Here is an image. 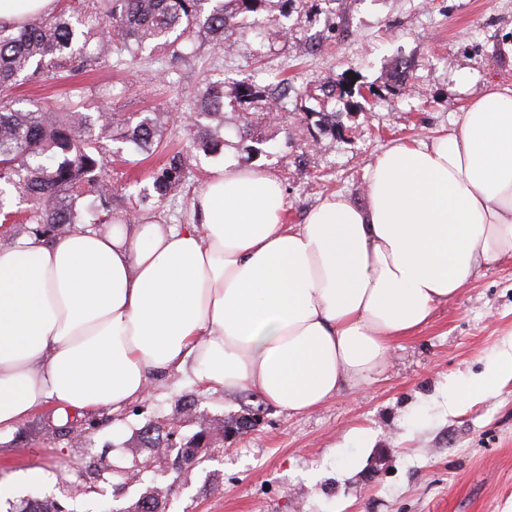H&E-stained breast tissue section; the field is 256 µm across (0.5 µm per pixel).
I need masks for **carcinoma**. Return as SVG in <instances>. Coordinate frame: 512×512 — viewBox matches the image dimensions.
<instances>
[{
	"label": "carcinoma",
	"mask_w": 512,
	"mask_h": 512,
	"mask_svg": "<svg viewBox=\"0 0 512 512\" xmlns=\"http://www.w3.org/2000/svg\"><path fill=\"white\" fill-rule=\"evenodd\" d=\"M265 0H93L91 19L71 20L60 13L29 18L22 26L0 25V222L45 228H66L79 223L77 202L93 197L99 224L112 222V184L102 174L105 151L92 134V127L112 126L113 118L75 111L69 98L46 107L37 99L17 106L13 90L20 76L45 82L73 59L90 68L109 54L116 64L147 48L172 50L184 60L181 43L199 33L224 42L235 30L239 17L261 9ZM97 39L96 48L88 44ZM316 99L306 88L296 94L295 109L302 112L308 128L319 135L336 130L337 114L317 111L305 105ZM276 111L288 110V89L273 94L265 86L243 81L232 97L224 93V82L212 81L193 95L190 116L192 146L216 153L224 146V107L241 109L255 103ZM210 123L205 124L203 120ZM112 139L131 144L139 154L165 152V161L153 173L157 202L166 203L182 184L191 153L165 151L161 144V120L148 112L134 124L122 123ZM30 203L25 214L11 210L12 193Z\"/></svg>",
	"instance_id": "carcinoma-1"
}]
</instances>
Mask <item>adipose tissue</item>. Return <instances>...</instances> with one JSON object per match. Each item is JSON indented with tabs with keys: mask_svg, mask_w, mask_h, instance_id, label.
<instances>
[{
	"mask_svg": "<svg viewBox=\"0 0 512 512\" xmlns=\"http://www.w3.org/2000/svg\"><path fill=\"white\" fill-rule=\"evenodd\" d=\"M279 181L212 171L188 224H77L0 244V432L81 419L192 371L291 414L366 382L476 271L512 254V85L396 143L364 199L288 224Z\"/></svg>",
	"mask_w": 512,
	"mask_h": 512,
	"instance_id": "adipose-tissue-1",
	"label": "adipose tissue"
}]
</instances>
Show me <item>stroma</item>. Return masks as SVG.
Listing matches in <instances>:
<instances>
[{
    "label": "stroma",
    "instance_id": "35a3bbf8",
    "mask_svg": "<svg viewBox=\"0 0 512 512\" xmlns=\"http://www.w3.org/2000/svg\"><path fill=\"white\" fill-rule=\"evenodd\" d=\"M260 28H242L232 50L207 37L182 44L187 60L148 49L94 71L70 65L60 78L19 82L20 97L53 100L80 91L89 114L137 122L163 116L162 140L185 145L191 91L220 80L225 91L249 80L262 86L288 78L293 89L334 82L339 98L324 102L342 114L344 134L312 139L298 112L251 117L254 134H238L237 113H224V146L194 151L176 198L135 210L120 186L137 170L152 186L159 157L138 160L108 130H95L108 152L106 176L117 185L113 213L133 224L159 219L187 224L192 201L213 169L232 160L263 170L282 185L286 221L303 223L320 198L361 195L365 172L396 142L429 140L452 129L459 110L490 84H512V0H266ZM411 64L398 94L386 91L400 61ZM379 87L372 103L358 90ZM512 333V256L481 271L453 300L437 306L427 326L394 344L383 368L357 390L305 415L262 404L249 392L200 384L190 373L157 379L147 398L65 425L36 413L0 436V483L43 469L38 490L0 502V512L47 500L59 512H126L142 495L161 490L165 512H512V379L485 391L471 382ZM466 398L448 408V390ZM194 395L213 433L224 421L260 409L247 434L216 442L187 479L155 462L136 443L146 423L166 425L176 404ZM139 472L127 482L125 472Z\"/></svg>",
    "mask_w": 512,
    "mask_h": 512
}]
</instances>
